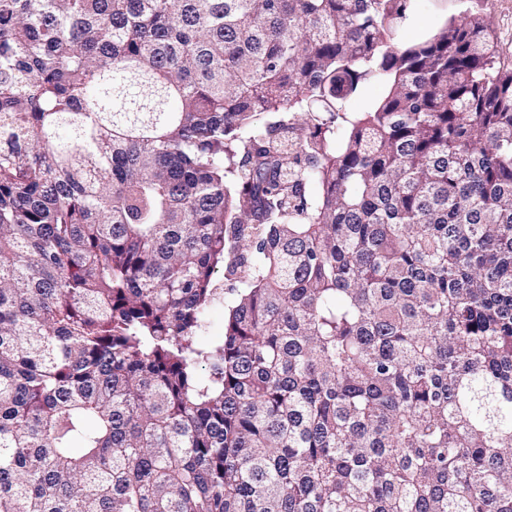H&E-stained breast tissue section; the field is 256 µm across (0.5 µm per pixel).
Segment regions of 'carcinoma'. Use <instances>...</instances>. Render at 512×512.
Listing matches in <instances>:
<instances>
[{"label": "carcinoma", "instance_id": "1", "mask_svg": "<svg viewBox=\"0 0 512 512\" xmlns=\"http://www.w3.org/2000/svg\"><path fill=\"white\" fill-rule=\"evenodd\" d=\"M411 2L0 0V512H512V68ZM384 85L369 83L362 87L360 92L352 99L350 108L353 112H364L370 109L384 94ZM224 286V307H214L209 314V322L204 340L207 342H217L224 336V315L227 314L228 306L231 305L234 295Z\"/></svg>", "mask_w": 512, "mask_h": 512}]
</instances>
